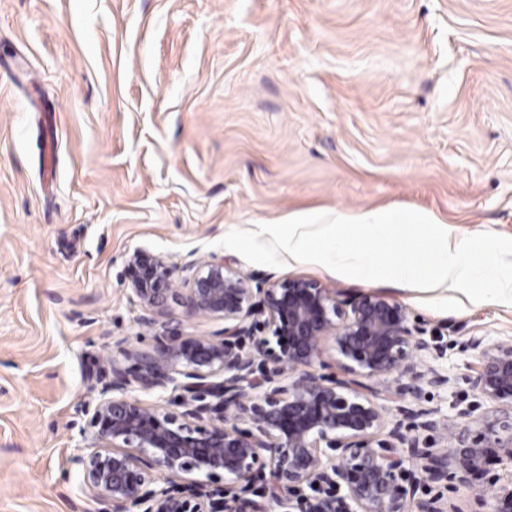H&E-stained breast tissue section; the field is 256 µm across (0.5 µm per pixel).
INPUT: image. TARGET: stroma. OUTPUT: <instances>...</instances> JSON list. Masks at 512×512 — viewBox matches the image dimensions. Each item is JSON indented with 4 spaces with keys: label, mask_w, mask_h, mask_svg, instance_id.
Returning a JSON list of instances; mask_svg holds the SVG:
<instances>
[{
    "label": "stroma",
    "mask_w": 512,
    "mask_h": 512,
    "mask_svg": "<svg viewBox=\"0 0 512 512\" xmlns=\"http://www.w3.org/2000/svg\"><path fill=\"white\" fill-rule=\"evenodd\" d=\"M397 207L512 238V0H0V512H102L76 455L88 412L153 345L124 273L223 256L405 305L442 347L424 393L439 453L488 408L471 337L512 342V306L456 290L256 265L228 232L300 210ZM183 339L216 317L173 305ZM416 501L492 512L512 467L475 482L416 473Z\"/></svg>",
    "instance_id": "stroma-1"
}]
</instances>
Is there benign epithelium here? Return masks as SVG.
<instances>
[{
    "mask_svg": "<svg viewBox=\"0 0 512 512\" xmlns=\"http://www.w3.org/2000/svg\"><path fill=\"white\" fill-rule=\"evenodd\" d=\"M127 270L139 325L162 329L153 348L126 352L133 380L181 397L176 409L147 408L125 395L131 379L112 365L116 395L95 407L94 446L75 459L109 512H408L409 463L467 485L486 449L512 462V343L470 340L469 383L492 406L473 419V437L437 454L420 449V432L437 429L432 412L401 401L449 378L430 365L440 346L400 302L244 276L215 256L176 267L136 249ZM172 304L224 328L169 343L157 316ZM330 337L339 372L321 374L313 366L330 367ZM158 472L168 486L155 485Z\"/></svg>",
    "mask_w": 512,
    "mask_h": 512,
    "instance_id": "1",
    "label": "benign epithelium"
}]
</instances>
